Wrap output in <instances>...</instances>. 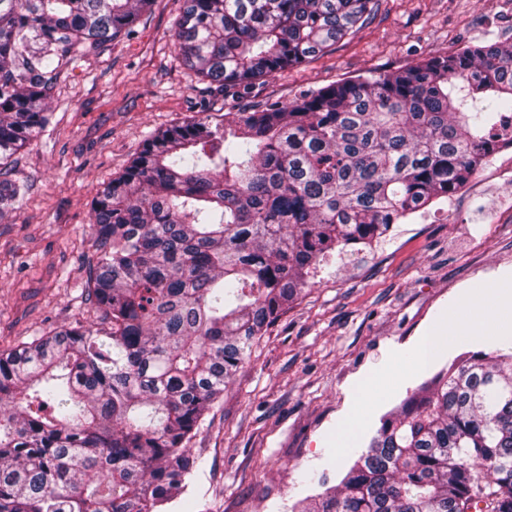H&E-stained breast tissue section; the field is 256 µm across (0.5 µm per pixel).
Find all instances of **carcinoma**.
Returning <instances> with one entry per match:
<instances>
[{"label":"carcinoma","mask_w":512,"mask_h":512,"mask_svg":"<svg viewBox=\"0 0 512 512\" xmlns=\"http://www.w3.org/2000/svg\"><path fill=\"white\" fill-rule=\"evenodd\" d=\"M153 0H0V218L9 159L61 68ZM183 64L219 87L324 54L377 0H185ZM512 145V44H472L285 104L147 138L92 203L96 325L0 352V512H161L187 443L254 343L333 252L447 201ZM512 512V353L439 371L301 512Z\"/></svg>","instance_id":"1"}]
</instances>
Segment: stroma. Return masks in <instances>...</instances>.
Returning <instances> with one entry per match:
<instances>
[{"label":"stroma","instance_id":"obj_1","mask_svg":"<svg viewBox=\"0 0 512 512\" xmlns=\"http://www.w3.org/2000/svg\"><path fill=\"white\" fill-rule=\"evenodd\" d=\"M184 0H154L130 36L89 50L54 81L49 125L10 160L24 183L0 218V351L54 328L98 323L85 289L96 258L92 202L145 139L206 112L285 103L470 44L512 42V0H378L357 34L248 86L216 87L172 38ZM512 287V150L490 157L448 203L394 225L349 260L323 262L253 347L188 446L200 464L170 512H293L336 486L383 415L466 352L499 350L474 286ZM433 349L403 371L424 342ZM355 430L345 448L337 432Z\"/></svg>","mask_w":512,"mask_h":512}]
</instances>
